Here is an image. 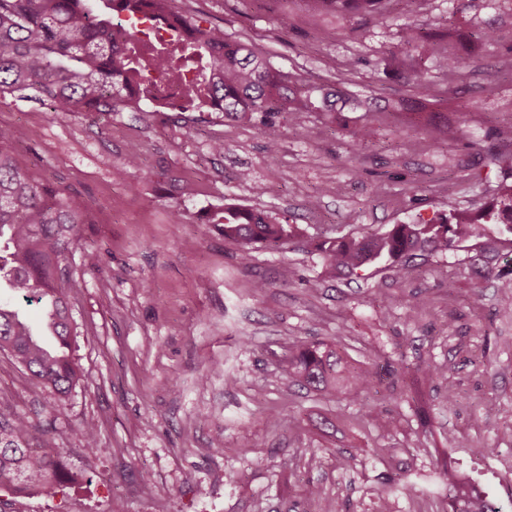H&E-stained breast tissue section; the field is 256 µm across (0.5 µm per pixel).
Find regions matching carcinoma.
Segmentation results:
<instances>
[{
	"instance_id": "cac0c4a2",
	"label": "carcinoma",
	"mask_w": 512,
	"mask_h": 512,
	"mask_svg": "<svg viewBox=\"0 0 512 512\" xmlns=\"http://www.w3.org/2000/svg\"><path fill=\"white\" fill-rule=\"evenodd\" d=\"M310 2L346 15L366 14L382 24L390 0ZM103 3L100 8L95 0H0V103L9 97L47 103L64 118L73 112H110L113 103L139 97L146 73L162 78L176 67L203 61L201 76L211 107L237 120L262 115L260 130L271 152L279 148L281 136L272 115L286 112L288 121L297 124L308 111L303 85L250 45L226 38L224 29L173 12L170 0ZM123 12L130 17L140 12L162 25L180 43V52L142 59L134 52L139 42L136 22L113 21ZM424 38L417 26L403 25L400 50L391 55L393 67L404 69L407 53L418 49ZM14 139L12 129L0 127V288L38 307L53 344L35 340L31 322L10 302L0 301V352L9 351L61 401L84 378L69 354L73 329L66 261L85 219L81 204L67 189L36 179L19 166L10 150ZM212 223L224 240L243 251L258 244L279 246L299 235V227L244 207L227 206ZM493 235L507 250L505 256L512 257V181L501 182L491 203L476 215L450 201L448 213L395 224L382 235L324 237L310 244L321 255L328 277H359L371 267L403 275L420 252H446L465 244L475 251ZM287 374L294 385L358 403L375 378L373 372L356 370L331 340L293 342ZM67 477L52 433L0 406V492L49 496ZM448 493L459 512H497L480 507L481 493L452 469Z\"/></svg>"
}]
</instances>
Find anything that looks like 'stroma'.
Wrapping results in <instances>:
<instances>
[{"mask_svg": "<svg viewBox=\"0 0 512 512\" xmlns=\"http://www.w3.org/2000/svg\"><path fill=\"white\" fill-rule=\"evenodd\" d=\"M174 6L302 78L315 108L297 126L277 116L272 153L259 122L218 112L159 113L137 102L62 120L40 103L0 104V126L17 133L16 160L67 188L88 219L69 257L72 355L86 381L57 402L0 352V403L50 429L77 481L50 498H10L6 512H377L383 496L391 512H448L440 489L452 463L477 471L501 512H512V477L485 461L512 457L503 258L473 261L458 250L418 258L402 277L322 282L306 242L382 233L450 200L474 211L490 202L502 174L488 155L512 150L502 136L512 127V0H389L383 24L304 0ZM437 21L454 22L460 37L426 44L404 73L384 66L401 25ZM486 29L492 42L472 51L469 35ZM443 54L464 60L460 76L438 69ZM417 72L430 96L415 86ZM420 110L432 124L408 133ZM363 122L376 132L364 149L349 136ZM217 139L220 154L210 149ZM186 181L195 192L184 199ZM228 204L307 236L242 252L207 222ZM88 250L96 267L83 262ZM334 338L386 376L363 402L288 383L289 341ZM427 364L447 368V379L425 377ZM319 412L336 429H316ZM87 424L98 433L92 455L79 436ZM341 455L352 468L337 467ZM311 484L323 492L313 505L304 498Z\"/></svg>", "mask_w": 512, "mask_h": 512, "instance_id": "1", "label": "stroma"}]
</instances>
